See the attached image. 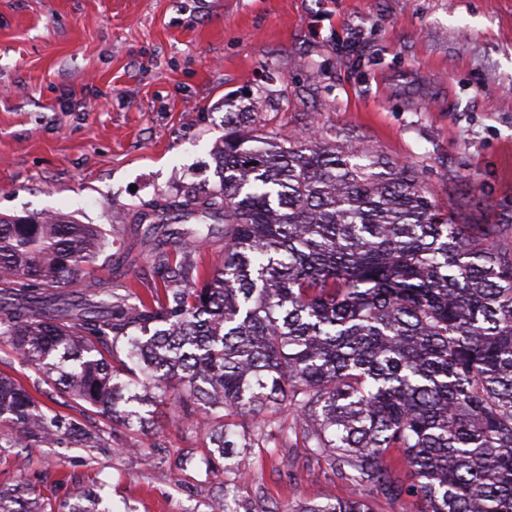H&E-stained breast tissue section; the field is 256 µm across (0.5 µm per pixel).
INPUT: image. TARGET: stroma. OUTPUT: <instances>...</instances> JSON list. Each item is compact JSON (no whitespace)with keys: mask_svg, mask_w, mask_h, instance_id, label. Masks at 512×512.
Masks as SVG:
<instances>
[{"mask_svg":"<svg viewBox=\"0 0 512 512\" xmlns=\"http://www.w3.org/2000/svg\"><path fill=\"white\" fill-rule=\"evenodd\" d=\"M0 214L110 231L97 282L155 288L135 224L186 186L218 185L224 97L250 91L267 129L311 130L411 165L468 224H512V0H0ZM0 374L57 413L103 430L101 448H0V490L52 512L93 492L97 512H213L221 472L208 433L148 408L109 429L0 344ZM244 502L348 498L301 438L251 451Z\"/></svg>","mask_w":512,"mask_h":512,"instance_id":"obj_1","label":"stroma"}]
</instances>
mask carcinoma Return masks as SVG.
Instances as JSON below:
<instances>
[{
  "label": "carcinoma",
  "mask_w": 512,
  "mask_h": 512,
  "mask_svg": "<svg viewBox=\"0 0 512 512\" xmlns=\"http://www.w3.org/2000/svg\"><path fill=\"white\" fill-rule=\"evenodd\" d=\"M224 107L219 187H186L140 217L143 240L163 242L160 292L90 283L76 299L63 288L112 246L107 234L0 216V343L128 430L145 424L131 404L170 398L212 432L205 463L224 459V512H239L251 448L288 442L274 410L369 493L415 512H512V225L457 224L411 166L314 131H267L234 96ZM192 219L204 228L183 227ZM217 240L224 263L190 264ZM234 416L252 428L232 429ZM96 442L0 375V444ZM0 512L46 509L23 488L0 491ZM283 512L372 508L362 494Z\"/></svg>",
  "instance_id": "cac0c4a2"
}]
</instances>
